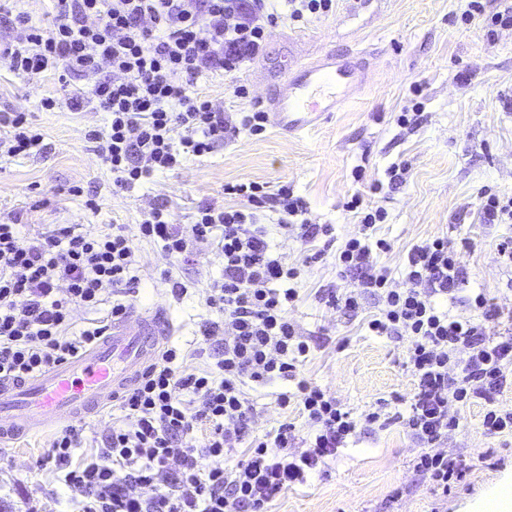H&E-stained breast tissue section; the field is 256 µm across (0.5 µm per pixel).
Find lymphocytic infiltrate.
<instances>
[{"instance_id": "lymphocytic-infiltrate-1", "label": "lymphocytic infiltrate", "mask_w": 512, "mask_h": 512, "mask_svg": "<svg viewBox=\"0 0 512 512\" xmlns=\"http://www.w3.org/2000/svg\"><path fill=\"white\" fill-rule=\"evenodd\" d=\"M26 2L0 4V15L19 32L0 37V63L16 75L57 81L61 96H41V110L64 103L75 112L107 113L106 128L88 138L120 189L209 154L239 130L263 133L266 112L233 119L202 95L199 79L235 76L263 52L280 16L304 22L335 6V0H283L281 14L271 0H55V14L44 22L34 20ZM43 142L26 113H0L1 158L36 154ZM224 192L245 198L246 206H199L183 228L163 205L133 229L116 224L93 233L60 224L26 245L17 225L0 223V379L37 374L104 336L107 322L91 314L114 287L135 282L134 238L184 258L208 245L224 258L223 277L206 290L209 316L199 329L201 344L223 341L216 362L189 370L181 351L167 347L119 398L124 416L90 459H74L79 427L56 433L47 459L72 492V512H269L280 493L324 472L358 428L379 425L380 411L354 417L335 394L295 377L297 362L310 352L308 338L288 318L299 297L293 286L299 269L273 253L268 224L304 242L331 236V225L312 223L285 184L273 192L257 182L228 184ZM345 208L358 213L360 229L338 248L336 265L359 279L334 303L353 310L357 290L376 293L382 307L368 330L407 341L416 388L407 410L393 418L417 446L414 471L447 494L468 472L461 457L437 450L459 431V409L482 404L487 433L512 436V410L499 406L512 375V329L502 326L503 310L485 294L466 293L447 237L413 245L398 281L373 256L389 248L373 237L386 210L363 209L356 195ZM440 296L464 304L470 316L442 310ZM78 308L89 315L80 328L73 321ZM277 380L295 381V392L280 393L277 402L299 405L306 435L290 422L255 434L243 386ZM239 444L243 457L230 462Z\"/></svg>"}]
</instances>
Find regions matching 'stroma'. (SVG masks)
Instances as JSON below:
<instances>
[{"instance_id":"1","label":"stroma","mask_w":512,"mask_h":512,"mask_svg":"<svg viewBox=\"0 0 512 512\" xmlns=\"http://www.w3.org/2000/svg\"><path fill=\"white\" fill-rule=\"evenodd\" d=\"M467 0H336L329 16L304 23L279 22L266 51L235 78L205 76L198 87L225 111L248 112L275 86L281 68L327 53L357 55L369 64L356 99L330 113L308 132L285 136L274 126L260 135L241 133L203 157H191L170 171H157L130 190H117L112 173L86 134L104 130L106 113L74 112L67 106L38 107L56 82L11 74L0 63V111L25 112L42 130L44 153L0 158V223L19 225L21 241L53 224H80L101 231L112 224H136L152 206L167 205L172 223L184 226L197 207L233 205L228 184H289L306 204L310 218L333 227L334 245L325 238L304 243L272 233V245L288 263L300 266L299 298L288 317L312 336L311 351L297 366L301 378L335 394L354 415L376 407L399 411V399L416 386L408 364L407 343L373 336L366 322L380 309L377 296L364 293L357 311L333 303L348 283L336 268V247L357 234L358 220L344 204L359 195L368 207L387 211L375 238L389 242L377 263L401 278L406 254L421 240L445 236L457 245L472 291L484 293L512 314V264L496 245L512 232L504 224L484 223L479 193L490 188L512 195V28L487 33L481 24L455 26ZM468 72V83L457 75ZM243 84L249 97L239 98ZM420 109L418 124L401 126L399 113ZM404 164L398 186H390L391 166ZM139 256L138 284L127 300L142 309L164 302L174 324V346L185 349L186 368L213 363L221 345L196 351L191 342L207 318L205 289L224 273L215 249L200 247L189 259L168 256L159 244L134 239ZM321 252L307 264L306 254ZM187 292L173 297L164 273ZM278 380L250 386L257 433L283 422L303 425L297 404L281 407L278 393L292 389ZM483 407L461 412L462 434L441 448L465 458L469 477L448 497L434 496L411 460L416 450L401 426L390 423L358 434L340 449L324 474L289 488L271 512H469L470 505L498 482L512 477V440L487 434ZM53 432L22 437L0 446V481L8 512H68L70 493L51 466L43 465ZM493 459H485L487 449Z\"/></svg>"}]
</instances>
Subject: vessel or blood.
Returning <instances> with one entry per match:
<instances>
[{
	"instance_id": "b4317fda",
	"label": "vessel or blood",
	"mask_w": 512,
	"mask_h": 512,
	"mask_svg": "<svg viewBox=\"0 0 512 512\" xmlns=\"http://www.w3.org/2000/svg\"><path fill=\"white\" fill-rule=\"evenodd\" d=\"M365 79L358 58L330 53L298 63L270 97L269 119L285 134L306 132L350 101ZM173 333L166 308H134L78 357L28 380H0V444L97 413L146 371Z\"/></svg>"
}]
</instances>
